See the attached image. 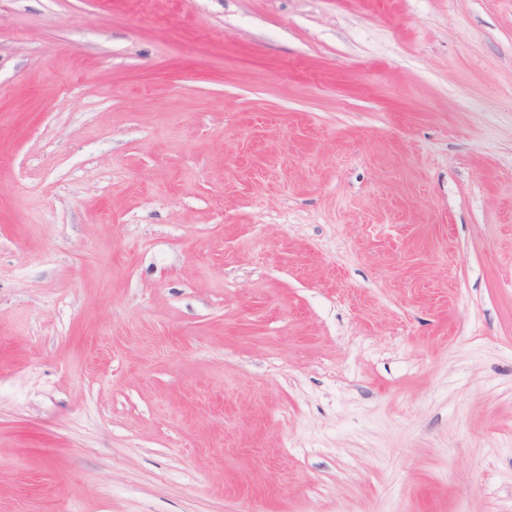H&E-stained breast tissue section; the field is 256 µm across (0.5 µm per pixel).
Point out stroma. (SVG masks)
<instances>
[{"label": "stroma", "instance_id": "stroma-1", "mask_svg": "<svg viewBox=\"0 0 512 512\" xmlns=\"http://www.w3.org/2000/svg\"><path fill=\"white\" fill-rule=\"evenodd\" d=\"M0 512H512V0H0Z\"/></svg>", "mask_w": 512, "mask_h": 512}]
</instances>
